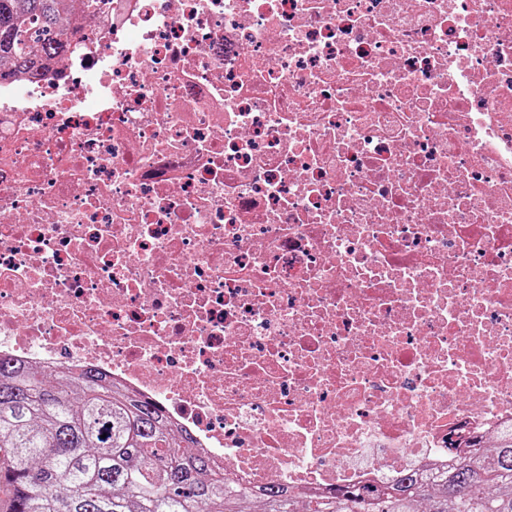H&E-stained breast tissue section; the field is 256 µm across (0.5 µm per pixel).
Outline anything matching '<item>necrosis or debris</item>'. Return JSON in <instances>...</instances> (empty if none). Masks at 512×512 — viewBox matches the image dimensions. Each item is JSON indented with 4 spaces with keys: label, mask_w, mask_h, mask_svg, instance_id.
Here are the masks:
<instances>
[{
    "label": "necrosis or debris",
    "mask_w": 512,
    "mask_h": 512,
    "mask_svg": "<svg viewBox=\"0 0 512 512\" xmlns=\"http://www.w3.org/2000/svg\"><path fill=\"white\" fill-rule=\"evenodd\" d=\"M0 354L329 495L512 425V0H103L0 77Z\"/></svg>",
    "instance_id": "4bbe7bcc"
}]
</instances>
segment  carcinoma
Returning a JSON list of instances; mask_svg holds the SVG:
<instances>
[{
    "label": "carcinoma",
    "instance_id": "carcinoma-1",
    "mask_svg": "<svg viewBox=\"0 0 512 512\" xmlns=\"http://www.w3.org/2000/svg\"><path fill=\"white\" fill-rule=\"evenodd\" d=\"M69 0H0V70L34 73L63 48ZM0 355L3 512H300L271 485L256 495L171 425L164 410L103 373H77ZM305 512H512V430L492 453L404 469L381 487L313 495Z\"/></svg>",
    "mask_w": 512,
    "mask_h": 512
}]
</instances>
